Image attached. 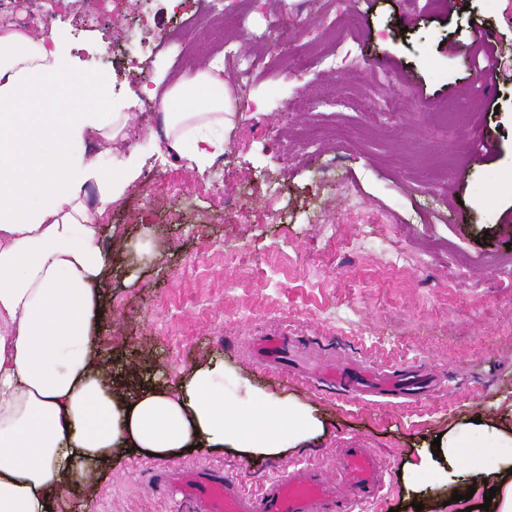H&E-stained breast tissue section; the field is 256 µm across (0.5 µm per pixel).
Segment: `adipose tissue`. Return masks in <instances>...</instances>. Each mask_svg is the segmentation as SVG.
Masks as SVG:
<instances>
[{"mask_svg": "<svg viewBox=\"0 0 512 512\" xmlns=\"http://www.w3.org/2000/svg\"><path fill=\"white\" fill-rule=\"evenodd\" d=\"M223 70L218 57L171 86L161 72L142 86L159 100L166 150L200 170L224 156L233 126ZM111 86V75L85 74L58 37L0 25V512H46L130 453L276 457L321 430L291 401L227 402L223 363L195 365L171 391L98 349L107 315L99 286L113 254L97 218L143 167L133 148L108 159L133 118ZM441 459L462 466L459 494L487 483L497 489L490 512H512V429L466 423L439 453L409 462L408 474Z\"/></svg>", "mask_w": 512, "mask_h": 512, "instance_id": "ef3b65f1", "label": "adipose tissue"}]
</instances>
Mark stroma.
<instances>
[{"instance_id":"35a3bbf8","label":"stroma","mask_w":512,"mask_h":512,"mask_svg":"<svg viewBox=\"0 0 512 512\" xmlns=\"http://www.w3.org/2000/svg\"><path fill=\"white\" fill-rule=\"evenodd\" d=\"M0 12L36 15L37 34H63L85 72L111 74L117 100L153 69L173 82L206 66L228 37L244 54L287 59L276 75L225 70L235 125L227 153L202 172L156 148L158 102L137 101L126 145L146 164L100 219L104 243L123 241L125 253L102 288L98 346L172 388L220 359L229 399L310 408L322 432L252 459L248 490L284 465L335 470L337 449L356 446L386 466L367 512H390L415 489L452 512L456 475L410 484L402 471L476 413L502 427L512 412V0H369L359 29L342 20L332 31L322 21L336 8L324 0H0ZM280 22L291 43L261 41ZM480 30L498 59L489 87L473 45ZM331 48L337 66L313 62ZM451 98L460 113L448 120L436 108ZM483 139L494 151L478 162ZM395 250L404 258L392 266ZM277 335L292 337L307 370L256 356L255 343ZM347 365L416 367L434 384L422 396H355L324 376ZM167 465L122 460L92 495L64 492L55 512H178L149 481Z\"/></svg>"}]
</instances>
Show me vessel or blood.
<instances>
[{"label":"vessel or blood","mask_w":512,"mask_h":512,"mask_svg":"<svg viewBox=\"0 0 512 512\" xmlns=\"http://www.w3.org/2000/svg\"><path fill=\"white\" fill-rule=\"evenodd\" d=\"M334 378L347 393L367 388V374L360 370H341ZM239 469L229 476L209 468H174L160 478L195 512H355L379 497L386 473L376 453L358 447L338 450L335 474L316 464L288 465L255 492L246 490L239 478L248 464Z\"/></svg>","instance_id":"b4317fda"}]
</instances>
